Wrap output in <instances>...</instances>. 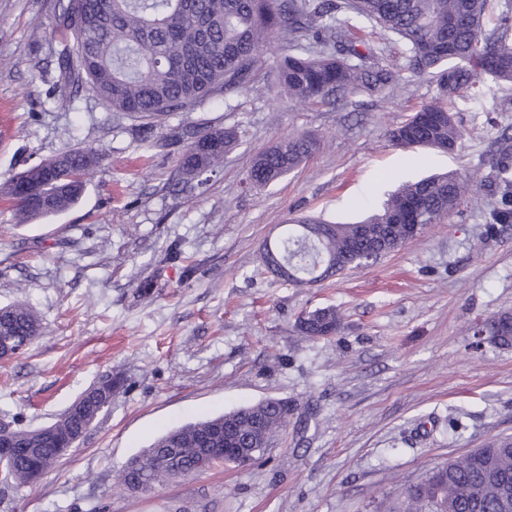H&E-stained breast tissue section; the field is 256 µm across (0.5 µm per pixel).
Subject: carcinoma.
<instances>
[{
    "instance_id": "cac0c4a2",
    "label": "carcinoma",
    "mask_w": 512,
    "mask_h": 512,
    "mask_svg": "<svg viewBox=\"0 0 512 512\" xmlns=\"http://www.w3.org/2000/svg\"><path fill=\"white\" fill-rule=\"evenodd\" d=\"M493 0H62L55 30L66 41L57 52L55 94L74 103L86 88L110 110L143 119L189 112L205 98L219 95L232 111L233 98L255 80L272 41L288 53L279 61L272 89L285 99L336 107L353 92L383 94L395 81L390 65L372 47L358 48L350 39L355 23L368 22L396 36L407 48L408 69L416 78L436 83L438 96L390 131L402 148L428 145L453 150L463 133L448 107L459 93L478 100L495 87L512 84V6L496 15L492 30L483 29ZM186 141L177 172L203 181L237 143V131L224 128L204 134L182 131ZM317 141L298 135L258 153L249 169L251 184L266 186L295 170L315 150ZM63 164L51 169L43 185L51 204L30 198L28 169L3 186L16 210L28 222L65 211L84 191V177L99 161L86 146L61 153ZM500 199L495 224H512V155L496 160ZM467 191L460 175L431 176L392 193L382 211L358 224L296 221L281 238L271 261L284 264L300 286L360 267L408 241L407 225L420 229L453 211ZM512 323V313L489 319L475 332L491 343L512 346V326L499 334L497 325ZM300 331L318 339L341 328L333 307L301 315ZM40 334L34 312L21 304L0 308V343L25 351ZM123 387L106 379L86 390L63 414L60 432L73 434L87 424L80 410L112 399ZM288 424V412L276 399L247 405L204 421L170 429L116 475L115 486L136 492L138 485L159 486L172 479L173 468L190 476L197 463L224 462L209 448L224 447V430L243 445H267ZM17 448L3 463V480L17 486L37 481L62 456L52 437L39 430L14 432ZM386 512H512V439L493 441L463 458L429 469L416 488Z\"/></svg>"
}]
</instances>
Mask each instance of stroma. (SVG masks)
I'll use <instances>...</instances> for the list:
<instances>
[{
  "mask_svg": "<svg viewBox=\"0 0 512 512\" xmlns=\"http://www.w3.org/2000/svg\"><path fill=\"white\" fill-rule=\"evenodd\" d=\"M57 0H0V184L76 144L101 157L79 201L19 223L0 198V306L39 319L35 343L0 359V420L55 422L107 376L125 381L79 443L36 483L0 484V512H384L447 460L512 437V346L472 329L512 312V224L489 232L492 161L512 151V89L457 97L451 151L388 136L438 94L427 79L336 109L275 99L266 81L161 123L109 112L88 90L54 95ZM236 127L237 146L200 187L179 185L183 127ZM309 133L320 148L264 186L252 157ZM453 171L452 213L368 265L304 286L263 265L289 220L352 224L400 186ZM195 266L192 278L182 276ZM334 306L340 331L304 335L299 316ZM266 399L294 412L253 464H217L149 493L118 471L165 431Z\"/></svg>",
  "mask_w": 512,
  "mask_h": 512,
  "instance_id": "35a3bbf8",
  "label": "stroma"
}]
</instances>
